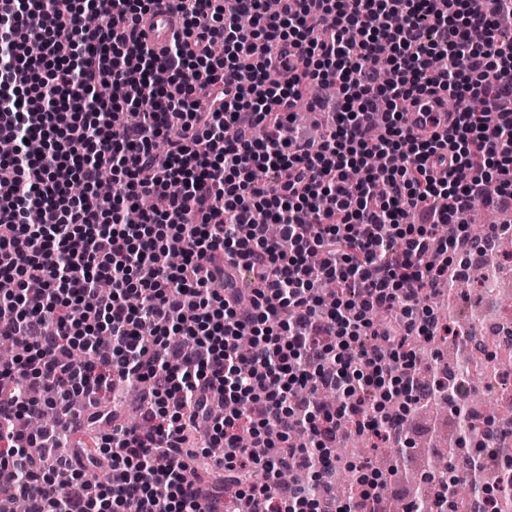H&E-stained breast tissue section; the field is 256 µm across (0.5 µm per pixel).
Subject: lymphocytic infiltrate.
<instances>
[{"label": "lymphocytic infiltrate", "mask_w": 512, "mask_h": 512, "mask_svg": "<svg viewBox=\"0 0 512 512\" xmlns=\"http://www.w3.org/2000/svg\"><path fill=\"white\" fill-rule=\"evenodd\" d=\"M154 3L0 0V140L16 144L0 159V307L15 311L0 336L24 350L0 364V512L21 499L28 512H201L184 472L213 444L251 512H377L366 465L333 500L336 438L401 442L433 390L418 343L452 331L431 297L512 231L474 237L465 221L474 204L512 199V39L497 36L512 0H278L273 13L264 0H171L183 28L160 53L143 24ZM311 81L336 86L342 109L300 146L281 110ZM112 83L121 99L95 96ZM440 90L456 120L420 138L402 105ZM146 195L160 208H140ZM228 262L259 287L224 288ZM124 385L140 387L148 426L56 455L82 416L76 396ZM325 390L336 407L320 404ZM46 411L57 427L32 433ZM300 427L305 448L289 441ZM499 439L487 422L475 439L487 457L449 448L439 504ZM103 464L111 476L90 482ZM284 470L306 483L281 490ZM46 481L58 497L31 495Z\"/></svg>", "instance_id": "f902f5d3"}]
</instances>
